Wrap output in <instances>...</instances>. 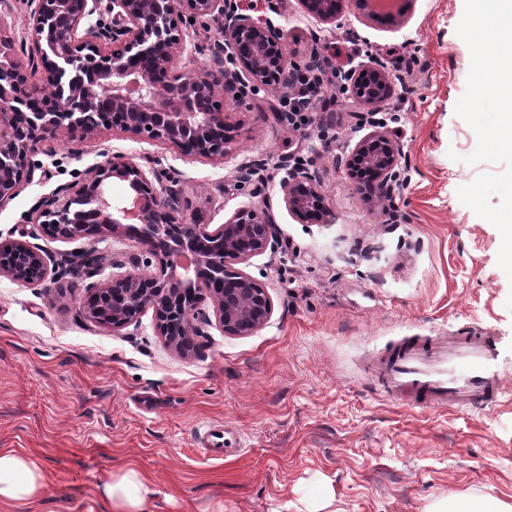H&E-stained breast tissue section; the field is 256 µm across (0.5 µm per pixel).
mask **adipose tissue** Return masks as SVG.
<instances>
[{
  "label": "adipose tissue",
  "instance_id": "1",
  "mask_svg": "<svg viewBox=\"0 0 512 512\" xmlns=\"http://www.w3.org/2000/svg\"><path fill=\"white\" fill-rule=\"evenodd\" d=\"M149 485L148 475L134 468L112 473L103 487L108 512H149ZM45 493L43 469L22 452L0 448V507H27Z\"/></svg>",
  "mask_w": 512,
  "mask_h": 512
}]
</instances>
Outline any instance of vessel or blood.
<instances>
[{
    "instance_id": "1",
    "label": "vessel or blood",
    "mask_w": 512,
    "mask_h": 512,
    "mask_svg": "<svg viewBox=\"0 0 512 512\" xmlns=\"http://www.w3.org/2000/svg\"><path fill=\"white\" fill-rule=\"evenodd\" d=\"M498 351L491 336L468 330L428 347L418 340L400 343L383 358L379 374L402 398H416L420 408L439 412L499 400ZM205 454L223 456L226 448L240 450L239 437H226L220 426L198 434Z\"/></svg>"
}]
</instances>
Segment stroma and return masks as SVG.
<instances>
[{
    "label": "stroma",
    "mask_w": 512,
    "mask_h": 512,
    "mask_svg": "<svg viewBox=\"0 0 512 512\" xmlns=\"http://www.w3.org/2000/svg\"><path fill=\"white\" fill-rule=\"evenodd\" d=\"M272 21L292 61L353 41L391 73L379 112L353 103L318 112L294 130L275 112L280 91L219 96L234 138L224 161L109 129L92 143L48 140L31 155L32 179L0 207V235L20 230L38 198L121 156L151 158L174 178L184 214L211 225L246 203L237 168L265 161L262 191L280 244L246 272L267 287L271 319L249 336L203 328L185 359L157 334L151 313L115 332L79 315L85 280L40 287L0 278V448L44 470V500L26 512H104L112 471L151 479V512H311L330 485L336 512H428L448 492L512 503V281L497 262L499 231L461 203L457 190L498 164L466 165L476 136L455 113L471 62L457 35L464 0H405L404 22L367 17L346 0L334 24L299 0H235ZM176 67H209L222 33L186 23ZM414 50L413 74L396 54ZM399 145L403 189L396 220L354 189L347 160L376 119ZM314 171L330 222H301L285 209L283 164ZM99 280L129 270L141 246L130 237L96 243ZM476 329L495 336L499 401L455 412L403 404L375 379L378 362L406 337ZM221 424L244 450L216 460L196 444L199 427Z\"/></svg>",
    "instance_id": "1"
}]
</instances>
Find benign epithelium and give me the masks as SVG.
<instances>
[{
    "instance_id": "obj_1",
    "label": "benign epithelium",
    "mask_w": 512,
    "mask_h": 512,
    "mask_svg": "<svg viewBox=\"0 0 512 512\" xmlns=\"http://www.w3.org/2000/svg\"><path fill=\"white\" fill-rule=\"evenodd\" d=\"M181 0H28V61L17 56L13 39L0 31V207L23 186L29 157L47 138L89 143L102 127L159 142L191 157L222 161L228 153L224 113L212 106L225 93L244 96L272 86L288 87L286 47L269 25L238 12L229 0H189L195 17L215 21L224 40L213 49L228 57L222 66L188 72L174 66L185 33L178 23ZM306 10L331 22L344 0H301ZM112 24L86 28L83 21L100 9ZM49 74L54 104L41 105L46 88L29 81L26 65ZM346 78L354 90L365 86L364 105L375 109L389 93L384 69ZM369 174L353 180L367 203L395 218L392 200L399 179V146L382 132L359 141L350 153ZM118 183L123 194L112 197ZM288 212L304 222L330 212L314 172L303 166L281 180ZM143 255L132 269L95 281L100 258L93 243L128 236ZM276 221L269 201L245 206L215 228L187 220L178 190L162 184L161 174L121 157L92 170L77 183L59 185L39 198L20 238L0 240V277L23 286H41L57 276L85 277L87 298L79 307L88 321L121 330L152 312L165 344L183 355L184 337L200 335L199 325L215 319L226 336H249L274 310L268 289L242 265L274 248ZM42 235L60 241L87 240L82 253L49 254L29 242Z\"/></svg>"
}]
</instances>
